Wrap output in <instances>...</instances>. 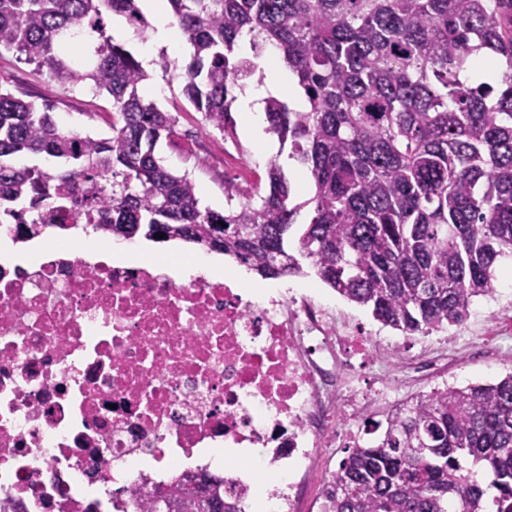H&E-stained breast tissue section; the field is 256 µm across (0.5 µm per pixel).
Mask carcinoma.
I'll list each match as a JSON object with an SVG mask.
<instances>
[{
	"label": "carcinoma",
	"instance_id": "cac0c4a2",
	"mask_svg": "<svg viewBox=\"0 0 512 512\" xmlns=\"http://www.w3.org/2000/svg\"><path fill=\"white\" fill-rule=\"evenodd\" d=\"M192 47L177 77L223 133L234 90L274 48L306 109L265 101L267 131L309 172L314 195L290 205L280 165L268 193L201 209L196 186L156 156L175 119L142 95L141 62L107 34L120 16L143 34L138 0H0V51L62 85L112 98V134L62 129L51 106L0 87V225L17 239L79 225L101 235L182 240L265 278L309 261L347 300L405 336L459 325L491 297L512 256V0H167ZM478 55L495 82L471 79ZM311 217L291 239L299 210ZM325 487L323 512H512V372L433 390L370 420ZM206 472L157 493L148 512H238Z\"/></svg>",
	"mask_w": 512,
	"mask_h": 512
}]
</instances>
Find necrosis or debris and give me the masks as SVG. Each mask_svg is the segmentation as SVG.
Here are the masks:
<instances>
[{"mask_svg": "<svg viewBox=\"0 0 512 512\" xmlns=\"http://www.w3.org/2000/svg\"><path fill=\"white\" fill-rule=\"evenodd\" d=\"M177 258H97L44 241L0 260V512H148L175 478L253 458L230 475L250 512H302L334 473L333 438L363 444L359 418L391 384L439 372L427 352L344 327L324 300L177 276ZM375 367L365 393L351 355Z\"/></svg>", "mask_w": 512, "mask_h": 512, "instance_id": "obj_1", "label": "necrosis or debris"}]
</instances>
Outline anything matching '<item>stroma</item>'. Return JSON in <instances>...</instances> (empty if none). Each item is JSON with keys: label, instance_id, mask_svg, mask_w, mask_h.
Instances as JSON below:
<instances>
[{"label": "stroma", "instance_id": "35a3bbf8", "mask_svg": "<svg viewBox=\"0 0 512 512\" xmlns=\"http://www.w3.org/2000/svg\"><path fill=\"white\" fill-rule=\"evenodd\" d=\"M149 75L148 97L176 119L173 139L162 141L158 154L171 169L188 173L196 184L201 205L220 213L228 210L224 184L231 174L244 186L266 193L269 163H280L285 158L277 138L270 135L261 142L247 135L237 122L239 112L235 109L230 112L235 120L233 128L228 133H220L206 124L201 113L184 99L181 83L174 73L154 67ZM0 85L23 99L54 104V116L64 130L92 135L111 131L112 102L107 96L94 95L82 84L65 87L35 65L20 60L16 53L0 54ZM496 275L494 297L478 299L464 325H448L442 330L443 335L455 341L441 369L454 385L492 383L512 372L509 363L490 367L484 361L466 357L467 351L477 344L491 351L498 349V337L512 333V260L503 259ZM244 276L258 288L276 287L324 299L335 306L350 329L402 343L405 355H417L431 342L427 336H405L382 327L369 310L338 295L321 282L312 269L275 279L261 278L248 269Z\"/></svg>", "mask_w": 512, "mask_h": 512}]
</instances>
